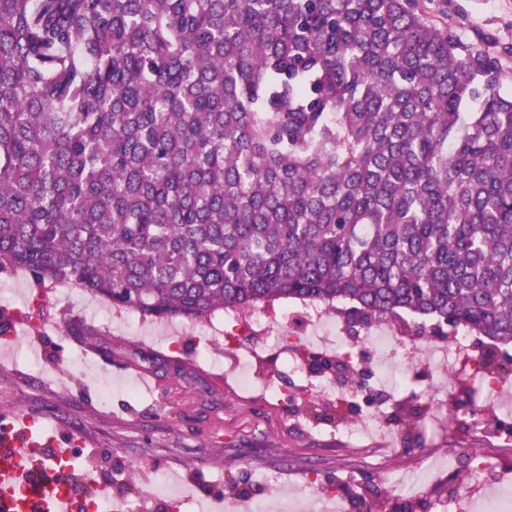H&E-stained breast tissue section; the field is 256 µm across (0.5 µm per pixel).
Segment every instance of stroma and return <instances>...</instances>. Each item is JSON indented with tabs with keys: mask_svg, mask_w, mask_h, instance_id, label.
<instances>
[{
	"mask_svg": "<svg viewBox=\"0 0 512 512\" xmlns=\"http://www.w3.org/2000/svg\"><path fill=\"white\" fill-rule=\"evenodd\" d=\"M421 8L462 43L497 56L512 89V0H421ZM1 288L8 295L0 298V315H16L25 330L0 336V428L18 409L35 416L40 439L71 437L74 467L97 464L98 481L131 498L139 512H234L226 489L233 479L258 497L296 499L316 512L326 490L348 500L351 512H400L405 490L391 486L392 470L417 471L480 451L454 430L441 404L447 390L463 403L476 387L451 388L426 365L394 377L408 392L438 401L434 416L410 436L370 434L356 449L349 443L356 424L307 395L287 405L258 389L238 390V362L223 340L197 342L206 322L120 312L72 285L39 288L20 270L0 273ZM84 326L96 340L80 335ZM28 349L39 367L27 364ZM312 471L315 492L306 486ZM162 472L184 499L147 495Z\"/></svg>",
	"mask_w": 512,
	"mask_h": 512,
	"instance_id": "35a3bbf8",
	"label": "stroma"
}]
</instances>
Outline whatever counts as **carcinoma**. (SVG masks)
I'll return each mask as SVG.
<instances>
[{"mask_svg":"<svg viewBox=\"0 0 512 512\" xmlns=\"http://www.w3.org/2000/svg\"><path fill=\"white\" fill-rule=\"evenodd\" d=\"M418 0H0V272L512 342V94Z\"/></svg>","mask_w":512,"mask_h":512,"instance_id":"1","label":"carcinoma"}]
</instances>
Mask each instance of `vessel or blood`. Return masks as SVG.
Returning <instances> with one entry per match:
<instances>
[{
  "mask_svg": "<svg viewBox=\"0 0 512 512\" xmlns=\"http://www.w3.org/2000/svg\"><path fill=\"white\" fill-rule=\"evenodd\" d=\"M32 423L30 416L19 417L14 434L0 435V512H78L75 491L95 483V476L71 474V488L63 490L51 460L69 451L59 440L50 447L32 440Z\"/></svg>",
  "mask_w": 512,
  "mask_h": 512,
  "instance_id": "b4317fda",
  "label": "vessel or blood"
}]
</instances>
